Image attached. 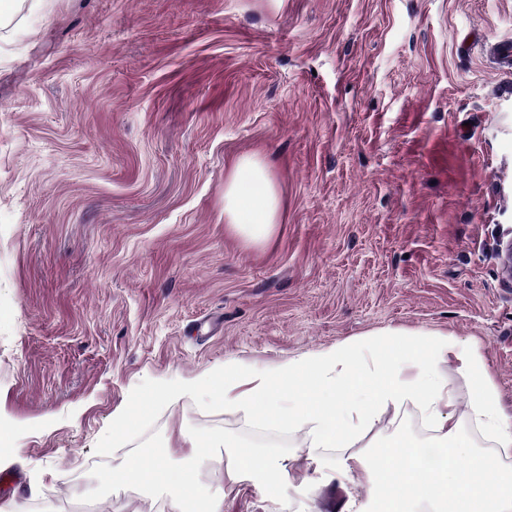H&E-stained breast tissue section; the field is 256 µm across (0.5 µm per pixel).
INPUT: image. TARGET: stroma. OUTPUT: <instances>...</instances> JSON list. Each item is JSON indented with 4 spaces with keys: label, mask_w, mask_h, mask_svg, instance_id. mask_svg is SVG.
<instances>
[{
    "label": "stroma",
    "mask_w": 512,
    "mask_h": 512,
    "mask_svg": "<svg viewBox=\"0 0 512 512\" xmlns=\"http://www.w3.org/2000/svg\"><path fill=\"white\" fill-rule=\"evenodd\" d=\"M512 0H16L0 24V422L5 512H172L108 487L133 448L165 463L212 434L290 460L224 512H330L307 429L152 399L225 362L273 366L388 328L475 339L512 409ZM282 199L265 242L224 222L236 157ZM138 399H131V392ZM129 409L116 426L113 415ZM426 445L404 403L374 438Z\"/></svg>",
    "instance_id": "1"
}]
</instances>
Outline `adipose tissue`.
<instances>
[{"label":"adipose tissue","instance_id":"1","mask_svg":"<svg viewBox=\"0 0 512 512\" xmlns=\"http://www.w3.org/2000/svg\"><path fill=\"white\" fill-rule=\"evenodd\" d=\"M281 197L265 160L238 157L224 182V222L248 241L270 237L281 213ZM473 387L459 405L448 386L445 365ZM156 400L211 393L224 409L295 426L312 425L316 445L340 448L373 430L404 401L421 403L435 427L433 446L405 438L328 462L327 481L340 485L362 473L368 505L347 500L342 512H512V470L502 465L512 454V414L507 413L478 343L442 333L390 328L379 337L348 341L289 358L271 368L234 361L223 371L194 378L158 381ZM478 423L493 441L489 452H472L459 433L460 417ZM493 484H486V476ZM289 476L284 460L251 449L229 450L223 479L228 485L251 480L265 491L281 489ZM117 485L162 487L176 512H223V496L199 494L184 467H166L135 456L112 469Z\"/></svg>","mask_w":512,"mask_h":512}]
</instances>
